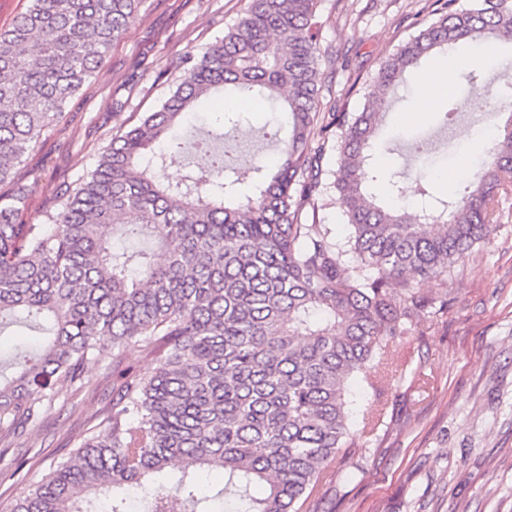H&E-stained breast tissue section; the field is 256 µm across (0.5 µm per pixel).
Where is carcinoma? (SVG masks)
Segmentation results:
<instances>
[{"instance_id": "cac0c4a2", "label": "carcinoma", "mask_w": 512, "mask_h": 512, "mask_svg": "<svg viewBox=\"0 0 512 512\" xmlns=\"http://www.w3.org/2000/svg\"><path fill=\"white\" fill-rule=\"evenodd\" d=\"M322 0H249L164 101L112 135L93 166L58 185L45 224H21L19 199L0 196V326L37 327L35 353L0 359V462L90 362L112 358L106 436L89 435L18 497L12 512H198L211 500L199 473L220 470L215 497L232 512H312L340 455L363 449L348 424L347 384L358 374L390 388L404 340L448 304V275L498 222L494 202L512 173V117L472 185L419 209L377 202L369 149L408 74L439 51L512 45V0H434V18L363 83L377 104L349 101L320 116L317 10ZM142 0H31L0 28V183L82 90L138 17ZM498 113L503 90L464 75ZM276 100L289 114L280 162L236 167L220 110L206 137L222 145L204 164L158 184L149 165L184 149L172 138L189 112L233 93ZM457 103L439 116L445 129ZM334 142L337 169L325 164ZM340 194L347 236L319 223ZM127 241L116 246L101 227ZM440 281V295L422 289ZM138 346L156 371L121 368ZM261 486L260 496L251 488Z\"/></svg>"}]
</instances>
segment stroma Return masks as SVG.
Wrapping results in <instances>:
<instances>
[{
	"label": "stroma",
	"instance_id": "stroma-1",
	"mask_svg": "<svg viewBox=\"0 0 512 512\" xmlns=\"http://www.w3.org/2000/svg\"><path fill=\"white\" fill-rule=\"evenodd\" d=\"M433 0H323L321 45L336 50L325 76L322 111L347 98L362 108L355 77L369 78L380 63L431 18ZM248 0H143L140 15L95 72L91 82L66 106L26 155L14 182L0 195L22 191L18 213L23 224H42L55 206L63 181H75L109 142L111 132L131 114L154 111L183 74L180 58L203 52L244 12ZM445 80L463 111L452 155L432 154L417 161L398 137L428 131L433 113L412 109L432 81L429 65L410 75L398 91L370 151L376 175L373 191L388 205L413 207L417 180L448 197L467 186L454 178L460 164H476L489 151L472 123L486 108L482 91L461 85L468 66L459 51L441 53ZM254 131H239L245 163L275 166L273 144L261 140L264 125L286 126L285 112L266 101L254 104ZM395 177L403 196L387 193ZM499 220L488 240L477 244L464 265L448 279V304L438 320L414 337L402 355V374L383 399L365 383L350 387V417L382 403L384 418L368 448L331 466V482L316 497L317 512H512V187L500 193ZM112 404V372L89 365L79 392L61 391L40 420L16 440L29 455L20 483L0 484V512H10L26 485L66 460L87 428Z\"/></svg>",
	"mask_w": 512,
	"mask_h": 512
}]
</instances>
